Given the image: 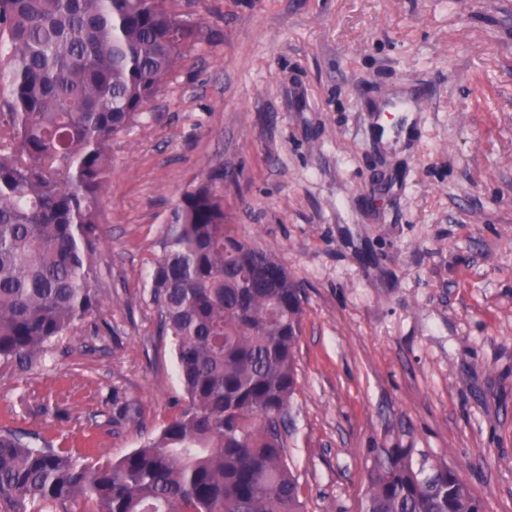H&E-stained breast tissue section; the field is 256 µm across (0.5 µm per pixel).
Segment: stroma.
Returning <instances> with one entry per match:
<instances>
[{"label": "stroma", "mask_w": 512, "mask_h": 512, "mask_svg": "<svg viewBox=\"0 0 512 512\" xmlns=\"http://www.w3.org/2000/svg\"><path fill=\"white\" fill-rule=\"evenodd\" d=\"M200 32L112 144L101 320L0 362V426L117 460L185 404L146 286L181 194L302 294L282 430L305 512H361L396 448L512 512V0H169ZM134 421L107 425L113 398Z\"/></svg>", "instance_id": "1"}]
</instances>
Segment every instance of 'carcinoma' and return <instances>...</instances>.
I'll return each mask as SVG.
<instances>
[{"label": "carcinoma", "mask_w": 512, "mask_h": 512, "mask_svg": "<svg viewBox=\"0 0 512 512\" xmlns=\"http://www.w3.org/2000/svg\"><path fill=\"white\" fill-rule=\"evenodd\" d=\"M199 31L166 0H0V362L22 368L101 307L100 198L112 140L146 110ZM224 172L173 208L149 272L187 404L115 462L0 427V512H304L280 425L297 385L302 297L286 267L226 224ZM140 414L112 398L109 422ZM363 512H485L445 464L397 448Z\"/></svg>", "instance_id": "cac0c4a2"}]
</instances>
